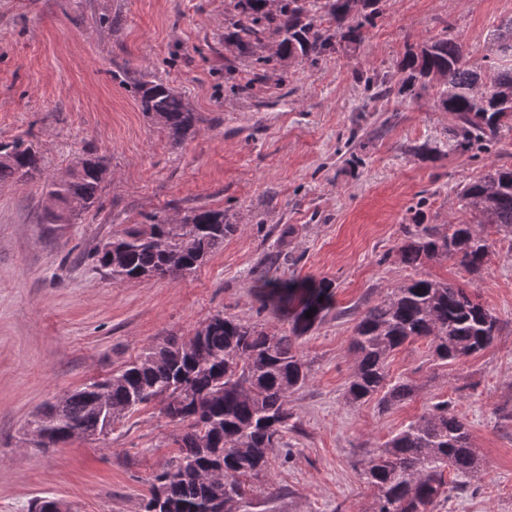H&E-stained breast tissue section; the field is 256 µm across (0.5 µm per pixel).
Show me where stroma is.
Masks as SVG:
<instances>
[{
  "mask_svg": "<svg viewBox=\"0 0 512 512\" xmlns=\"http://www.w3.org/2000/svg\"><path fill=\"white\" fill-rule=\"evenodd\" d=\"M103 13L119 25L99 27ZM509 16L512 0H386L356 51L293 67L285 84L252 96L224 81V0H0V141L23 139L41 157L35 178L0 183V512H30L39 498L68 512H144L184 430L160 403L107 436L57 448L36 445V413L219 312L288 330L259 313L252 288L273 255L277 276L331 281L334 301L298 340L309 379L289 402L297 428L238 512H365L373 491L360 460L440 400L467 422L481 472L434 512H512L511 238L491 236L480 274L445 259L419 270L467 288L499 317L488 348L442 366L425 342L411 343L389 365L390 378L413 384L410 398L383 411L344 397L358 313L419 272L398 257L402 226L462 219L457 187L512 167L508 130L489 150L421 159L414 146L447 143V112L428 95L364 102L355 73L399 81L407 44L446 29L480 58ZM145 73L203 116L183 145L138 108L131 85ZM84 150L107 168L100 205L48 223L43 186ZM192 207L239 226L194 273L117 283L96 262L100 243L147 215Z\"/></svg>",
  "mask_w": 512,
  "mask_h": 512,
  "instance_id": "1",
  "label": "stroma"
}]
</instances>
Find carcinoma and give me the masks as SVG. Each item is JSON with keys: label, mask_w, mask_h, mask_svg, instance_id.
I'll return each instance as SVG.
<instances>
[{"label": "carcinoma", "mask_w": 512, "mask_h": 512, "mask_svg": "<svg viewBox=\"0 0 512 512\" xmlns=\"http://www.w3.org/2000/svg\"><path fill=\"white\" fill-rule=\"evenodd\" d=\"M224 47L254 64L249 88L290 66H316L340 48L355 49L383 14L384 0H227ZM488 53L468 58L463 41L445 33L407 46L398 62V89L377 71L359 75L370 95L392 91L432 93L448 112V152L496 144L512 130V17L488 37ZM139 109L181 145L197 134L203 118L162 79L142 75L134 84ZM40 158L22 139L0 142V182L34 177ZM105 167L88 150L75 155L65 174L46 186L48 216L55 222L100 202ZM468 217L455 224L402 227L401 263L419 268L444 258L472 274L486 264L489 235L512 236V168L497 166L457 191ZM238 230L224 211L194 208L176 217L156 214L99 244L95 258L117 281L184 277ZM272 314L301 293L289 331L269 332L256 323L217 313L194 335L171 336L109 377L67 393L36 414L37 445L55 447L73 438L106 436L128 415L170 400V420L185 431L178 451L153 477L145 512H237L251 480L265 471L269 453L295 429L289 398L304 387L309 365L296 340L321 321L333 285H306L267 272L255 280ZM312 317H306L307 311ZM499 318L462 287L428 275L391 289L368 305L355 325L350 350L355 368L345 398L377 400L383 409L409 398L414 387L389 379L390 358L423 340L439 364L461 361L490 346ZM479 461L468 425L446 400L428 406L361 461L360 476L374 490L367 512H433L460 478L476 476Z\"/></svg>", "instance_id": "1"}]
</instances>
